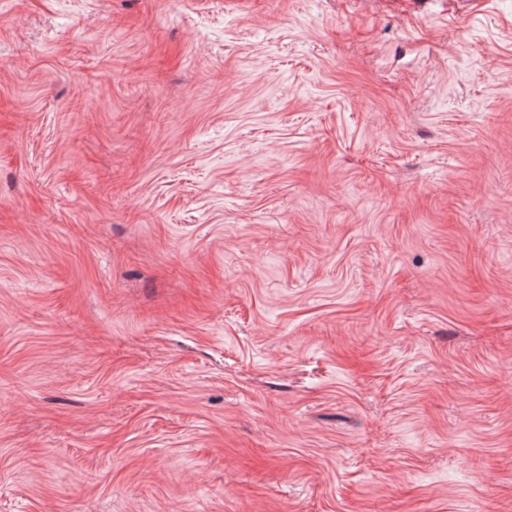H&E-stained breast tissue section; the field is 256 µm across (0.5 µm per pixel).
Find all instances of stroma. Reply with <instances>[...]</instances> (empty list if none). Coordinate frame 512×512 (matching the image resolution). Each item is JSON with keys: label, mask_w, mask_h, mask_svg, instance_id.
<instances>
[{"label": "stroma", "mask_w": 512, "mask_h": 512, "mask_svg": "<svg viewBox=\"0 0 512 512\" xmlns=\"http://www.w3.org/2000/svg\"><path fill=\"white\" fill-rule=\"evenodd\" d=\"M0 512H512V0H0Z\"/></svg>", "instance_id": "obj_1"}]
</instances>
